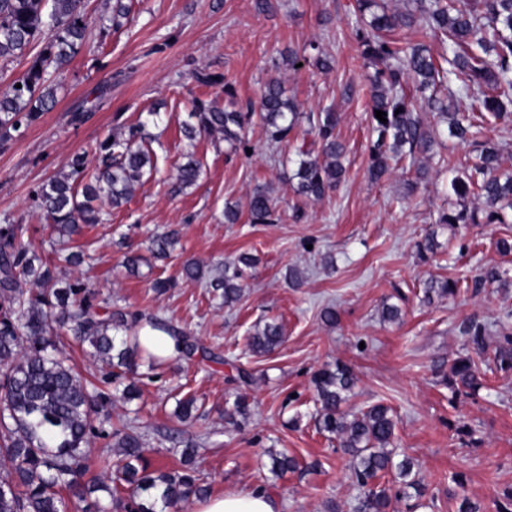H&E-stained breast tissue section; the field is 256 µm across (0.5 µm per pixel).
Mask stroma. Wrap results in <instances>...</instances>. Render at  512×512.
I'll use <instances>...</instances> for the list:
<instances>
[{
  "label": "stroma",
  "mask_w": 512,
  "mask_h": 512,
  "mask_svg": "<svg viewBox=\"0 0 512 512\" xmlns=\"http://www.w3.org/2000/svg\"><path fill=\"white\" fill-rule=\"evenodd\" d=\"M120 26L112 24L111 0H83L89 27L84 45L66 69L54 75L57 104L22 136L0 144V225L20 224L23 239L60 278L77 276L94 285L99 302L158 316L189 332L203 354L162 363L141 362L135 380L141 396L112 400V425L141 434L151 468L179 465L183 442L198 444L196 464L211 495L263 487L280 512H353L361 495L350 458L336 437L319 431L312 377L325 364L350 365L355 385L345 407L357 411L382 403L397 422L394 446L419 465L422 497L399 496L392 512H458L470 499L481 512H498L512 492V370L493 362L502 331L512 332V253L497 247L512 239V224H462L437 230L441 249L420 258L416 245L434 228L440 211L452 208L449 167L471 163L470 146L443 139L427 160L430 178L408 192L412 168L395 167L379 181L369 178L370 68L361 56L355 0H124ZM315 45L332 61L284 65L288 51ZM223 76L204 86L198 73ZM280 79L300 111L334 107L336 132L346 147V178L319 201L297 195L288 158L293 145L272 142L265 127L251 122L245 136L251 154L232 151L209 135L187 141L179 132L196 99L221 105L259 100L264 84ZM159 109V138L151 147L153 175L119 209H104L101 223L83 228L59 247L35 191L73 155L97 164L99 143L113 126L132 125ZM80 109L82 122L70 115ZM193 152L201 162L195 186L174 192L176 164ZM272 189L275 221L252 224L248 202L256 187ZM239 219H224L226 205ZM302 211L294 221V211ZM435 229V228H434ZM176 231L171 258L155 259L153 235ZM127 237L143 258L138 275L122 267L116 242ZM81 251L72 267L64 257ZM242 254L255 264L240 300L221 298L196 281L179 279L185 260L204 268ZM498 267L508 283L474 290L480 268ZM296 268L300 287L286 274ZM176 277L175 287L155 293L158 277ZM432 279L457 280L458 295L424 303ZM402 317L381 319L383 303ZM336 310L335 325L321 311ZM276 321L285 340L257 355L248 348L254 325ZM486 326L475 360L480 386L453 394L440 364L465 354L460 328ZM247 372L250 382L238 380ZM247 394L251 412L236 428L224 418L237 394ZM196 400L199 416L182 423L173 415L178 399ZM296 459V470L277 477L266 450Z\"/></svg>",
  "instance_id": "stroma-1"
}]
</instances>
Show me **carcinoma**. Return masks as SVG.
<instances>
[{
  "label": "carcinoma",
  "instance_id": "cac0c4a2",
  "mask_svg": "<svg viewBox=\"0 0 512 512\" xmlns=\"http://www.w3.org/2000/svg\"><path fill=\"white\" fill-rule=\"evenodd\" d=\"M362 56L374 67L370 78V120L375 139L369 146V176L378 181L391 164L434 155L438 128L416 111L414 98L406 93L409 83L424 99L432 117L447 124L450 137L476 152V161L454 175L449 183L456 197L455 209L439 214L437 225L453 231L459 224L512 223V172L502 170L500 149L489 140L485 126L512 120V0H475L467 8L459 0H407L404 9L390 11L382 0H356ZM419 25L448 42V56L438 62L424 44L401 48L386 33ZM53 34L28 70L0 98V143L22 134L42 113L56 104V84L47 70L57 72L71 61L86 38L87 21L81 0H0V60L23 55L43 33ZM471 100V112L459 109L461 97ZM385 112L387 122L376 118ZM266 126L270 140L289 141L301 121L314 134L312 145L296 152L295 191L306 199L321 200L336 189L345 176V146L336 135L338 117L328 107L308 115L288 98L282 84L269 81L258 105L220 107L216 102L196 101L190 116L193 124L182 126L192 142L201 133L218 134L234 150L250 148L245 127L254 113ZM146 123L115 126L99 146L98 167L89 182L82 154L73 156L68 170L50 178L37 191L40 207L59 242L66 244L83 226L98 224L100 210L93 202L104 198L112 208L128 203L145 174L155 169ZM201 166L193 155L176 167L177 191L194 186ZM413 189L427 180L429 169L416 166ZM476 197L481 209H469ZM249 216L255 224L273 222L270 192L256 188L249 200ZM20 224L0 226V458L9 467L0 471V512H167L202 497L208 487L199 482L194 467L195 449L181 450L180 470L150 469L147 448L140 435L130 430L106 431L110 422L109 397L71 364L70 344L59 333L68 327L73 339L89 348V355L102 362L106 372L101 382L109 384L124 374L135 373L144 349L117 339L143 320V314L94 304L96 290L81 279H58L22 239ZM177 233L164 232L151 241L155 257L167 258L177 242ZM253 259L241 255L224 262L218 275L205 279L194 261L182 264L186 280L206 281L224 301L236 303ZM506 282L504 272L488 267L474 278L472 288ZM459 291L452 280H431L423 297H452ZM152 328L164 331L175 342L178 356L189 359L199 350L195 337L168 321L148 318ZM485 325L471 322L462 328L475 350L484 346ZM495 353L494 363L512 370V334ZM284 332L276 322L255 325L249 336L254 354H268L282 345ZM480 371L469 355L448 365V386L455 392L479 385ZM316 392L319 429L339 440L351 457L353 476L364 488L356 512H389L392 496L374 481L395 473L401 491L420 492L421 478L414 463L395 461V422L388 406L381 403L357 413L344 410L355 376L339 362L318 370L312 378ZM227 420L249 417L245 396L236 397ZM116 439L119 448L110 474L113 486L101 479L86 478L85 457L93 437ZM270 472L279 477L296 468L295 459L272 449L266 451ZM129 490L128 499L120 488ZM105 491L109 502L97 496Z\"/></svg>",
  "mask_w": 512,
  "mask_h": 512
}]
</instances>
